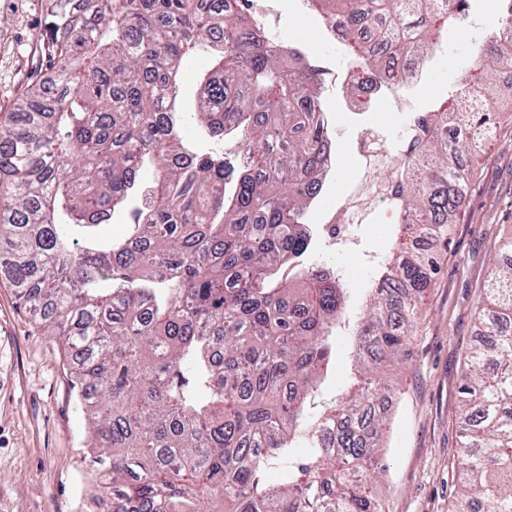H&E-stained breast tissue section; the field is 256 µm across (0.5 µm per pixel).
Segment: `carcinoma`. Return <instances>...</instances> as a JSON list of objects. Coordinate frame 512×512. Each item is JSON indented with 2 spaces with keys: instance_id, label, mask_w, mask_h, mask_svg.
I'll return each mask as SVG.
<instances>
[{
  "instance_id": "carcinoma-1",
  "label": "carcinoma",
  "mask_w": 512,
  "mask_h": 512,
  "mask_svg": "<svg viewBox=\"0 0 512 512\" xmlns=\"http://www.w3.org/2000/svg\"><path fill=\"white\" fill-rule=\"evenodd\" d=\"M250 0H52L51 84L0 126V273L75 362L90 458L110 512H381L371 478L389 398L384 368L409 354L415 299L448 244L476 152L496 128V68H512V0L447 96L418 113L391 172L400 223L361 307L326 261L302 276L306 214L332 166L317 58L250 17ZM344 31L347 88L400 89L461 32L468 0H307ZM205 63L184 139L180 64ZM154 180L142 184L144 169ZM129 210L131 232L95 228ZM477 320L459 387L461 486L451 512H512V234ZM350 329L351 391L310 415ZM307 445L297 460L292 448ZM288 463L271 487L269 462Z\"/></svg>"
}]
</instances>
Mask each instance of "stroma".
I'll list each match as a JSON object with an SVG mask.
<instances>
[{"mask_svg": "<svg viewBox=\"0 0 512 512\" xmlns=\"http://www.w3.org/2000/svg\"><path fill=\"white\" fill-rule=\"evenodd\" d=\"M278 9L275 38L321 58L330 71L324 98L336 166L310 211V258L335 263L355 306L375 271L365 258L385 254L393 224L370 204L372 183L402 147L413 113L447 94L473 65L472 49L488 32L481 19L494 12L495 0H469L462 33L438 44L422 77L402 93L379 97L366 112L346 97L340 50L303 0H279ZM50 19V0H0V125L26 87L52 73ZM494 87L500 121L482 154L464 161L471 171L466 195L420 300L411 354L388 372L393 397L384 404L385 468L375 480L382 512H449L457 495V387L465 351L480 341L475 306L481 287L512 228V69L501 70ZM346 208L358 227L350 250L322 230ZM349 343L348 335L337 336L318 404L329 405L350 384ZM78 399L63 337L44 331L0 278V512H93L86 495L90 422Z\"/></svg>", "mask_w": 512, "mask_h": 512, "instance_id": "obj_1", "label": "stroma"}]
</instances>
